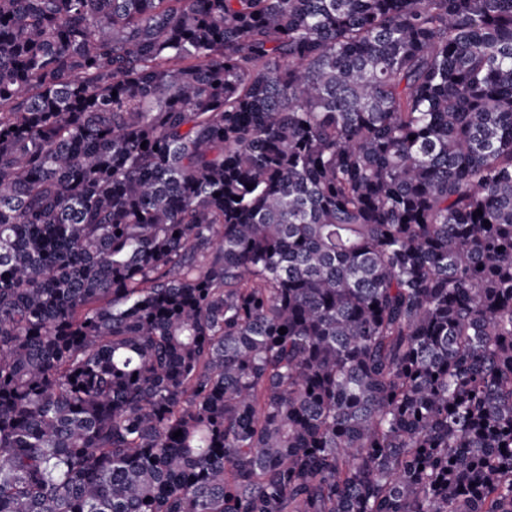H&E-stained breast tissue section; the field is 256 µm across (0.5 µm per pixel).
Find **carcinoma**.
I'll return each instance as SVG.
<instances>
[{
	"label": "carcinoma",
	"instance_id": "obj_1",
	"mask_svg": "<svg viewBox=\"0 0 512 512\" xmlns=\"http://www.w3.org/2000/svg\"><path fill=\"white\" fill-rule=\"evenodd\" d=\"M0 512H512V0H0Z\"/></svg>",
	"mask_w": 512,
	"mask_h": 512
}]
</instances>
